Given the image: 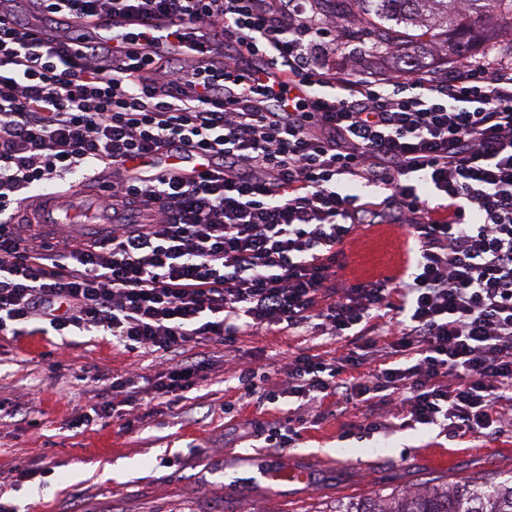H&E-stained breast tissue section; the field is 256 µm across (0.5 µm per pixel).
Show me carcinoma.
<instances>
[{
    "label": "carcinoma",
    "mask_w": 512,
    "mask_h": 512,
    "mask_svg": "<svg viewBox=\"0 0 512 512\" xmlns=\"http://www.w3.org/2000/svg\"><path fill=\"white\" fill-rule=\"evenodd\" d=\"M341 11L362 7L348 29L352 40L386 49L397 38L439 43L454 57H468L491 40L488 14L512 25V0H338ZM332 512H512V478L479 475L423 493L391 492L375 499L336 503Z\"/></svg>",
    "instance_id": "carcinoma-1"
}]
</instances>
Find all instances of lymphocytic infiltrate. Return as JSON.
I'll return each mask as SVG.
<instances>
[{"label": "lymphocytic infiltrate", "mask_w": 512, "mask_h": 512, "mask_svg": "<svg viewBox=\"0 0 512 512\" xmlns=\"http://www.w3.org/2000/svg\"><path fill=\"white\" fill-rule=\"evenodd\" d=\"M0 0V335L75 328L126 351L295 332L371 339L396 308L388 367L345 381L355 351L302 354L279 394L337 412L434 425L449 437L512 430V62L456 58L381 70L337 66L339 26L299 0H40L60 22L99 13L164 14L172 34L207 28L224 44V74L281 65L327 89L285 112L282 88L236 84L194 97L204 65L184 60L157 80L145 60L104 59L86 36L59 53L33 41ZM197 154L202 171L181 173ZM165 157L167 171L129 173ZM76 177L112 213L111 233L62 235L40 222L36 189ZM375 188L411 241L401 275L352 285L337 257L366 206L341 183ZM199 377L177 364L153 384L176 406ZM130 376H113L95 417L140 422Z\"/></svg>", "instance_id": "1"}]
</instances>
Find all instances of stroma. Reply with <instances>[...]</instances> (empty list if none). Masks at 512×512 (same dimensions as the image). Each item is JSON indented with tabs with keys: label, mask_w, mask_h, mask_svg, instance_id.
Masks as SVG:
<instances>
[{
	"label": "stroma",
	"mask_w": 512,
	"mask_h": 512,
	"mask_svg": "<svg viewBox=\"0 0 512 512\" xmlns=\"http://www.w3.org/2000/svg\"><path fill=\"white\" fill-rule=\"evenodd\" d=\"M381 210L377 224L356 229L338 258L349 284L396 273L407 258L404 231ZM354 337L245 335L234 343L242 363L282 378L285 359H332L353 349ZM222 346L188 348L200 362L197 385L173 409L144 406L125 431L99 419L72 427L92 402L78 375L154 376L164 352H128L108 336H23L0 341V500L17 512H332L336 503L393 491H420L437 479L454 484L482 474L512 473V432L449 438L438 428L368 429L360 409L327 412L297 425L285 448L263 433L284 421L287 399L264 408L245 402L227 372ZM446 451L448 464L430 460ZM292 466L309 471L307 486H270L268 473Z\"/></svg>",
	"instance_id": "1"
}]
</instances>
